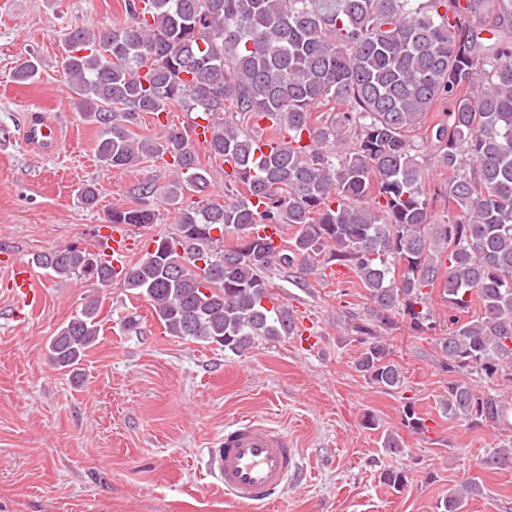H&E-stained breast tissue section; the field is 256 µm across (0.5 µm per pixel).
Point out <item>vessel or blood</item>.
<instances>
[{
	"label": "vessel or blood",
	"mask_w": 512,
	"mask_h": 512,
	"mask_svg": "<svg viewBox=\"0 0 512 512\" xmlns=\"http://www.w3.org/2000/svg\"><path fill=\"white\" fill-rule=\"evenodd\" d=\"M26 144L41 153L62 146L58 127L43 114H27L22 127ZM212 464L224 483V497L239 505L261 507L281 492L299 472V458L287 432L251 420L224 428V438L211 451Z\"/></svg>",
	"instance_id": "vessel-or-blood-1"
}]
</instances>
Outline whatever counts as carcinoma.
Returning <instances> with one entry per match:
<instances>
[{
  "mask_svg": "<svg viewBox=\"0 0 512 512\" xmlns=\"http://www.w3.org/2000/svg\"><path fill=\"white\" fill-rule=\"evenodd\" d=\"M124 12L110 27H70L62 72L82 119L98 130L103 168L170 158L163 200L178 207L177 233L153 240L155 250L122 278L169 335L238 354L258 336L298 334L266 272L326 252L355 273L371 316L386 326L399 318L416 333L436 329L430 299L440 288L444 369L512 381V0H124ZM38 72L31 55L16 78ZM444 102L448 121L432 136L448 182L430 190L408 132ZM175 104L209 121L210 157L246 187L234 202L180 205L210 186L191 134L167 125L149 139L131 130L140 114L159 117ZM322 106L326 115H315ZM264 118L280 138L257 158L244 125ZM154 193L141 185L139 206L111 210L112 227L155 223ZM262 225L292 228L288 248L261 237ZM229 235L240 245L224 247ZM32 262L58 277L115 278L110 262L76 246ZM98 317L90 302L59 326L48 343L54 367L79 376ZM357 332L373 337L360 339L359 371L401 387L387 344L367 326ZM445 406L475 426L504 424L509 409L499 394L458 380L448 382ZM401 423L426 430L410 404ZM479 466L512 469V441ZM381 479L400 493L409 473L388 468ZM482 489L473 477L436 512H463Z\"/></svg>",
  "mask_w": 512,
  "mask_h": 512,
  "instance_id": "obj_1",
  "label": "carcinoma"
}]
</instances>
